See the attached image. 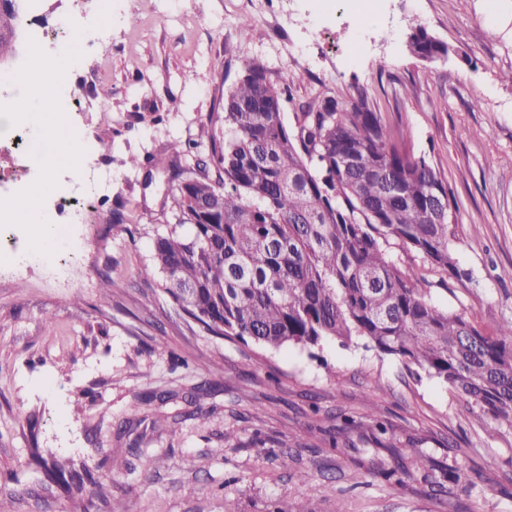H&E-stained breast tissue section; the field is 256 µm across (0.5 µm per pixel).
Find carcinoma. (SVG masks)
<instances>
[{"label": "carcinoma", "mask_w": 512, "mask_h": 512, "mask_svg": "<svg viewBox=\"0 0 512 512\" xmlns=\"http://www.w3.org/2000/svg\"><path fill=\"white\" fill-rule=\"evenodd\" d=\"M19 0H0V60L12 47ZM411 56L444 61L451 46L427 29ZM287 85L257 59L211 112L210 153L176 174L175 229L154 240L152 265L173 304L209 333L278 350L356 341L448 384L480 415L512 427V322L493 329L437 306L430 283L387 258L394 240L436 271L464 275L453 248L457 210L440 169L399 145L365 93L324 96L283 120ZM187 226L190 234L179 229ZM429 459L386 470L407 487ZM71 487L112 483L90 468Z\"/></svg>", "instance_id": "cac0c4a2"}]
</instances>
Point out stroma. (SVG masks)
<instances>
[{"label": "stroma", "instance_id": "obj_1", "mask_svg": "<svg viewBox=\"0 0 512 512\" xmlns=\"http://www.w3.org/2000/svg\"><path fill=\"white\" fill-rule=\"evenodd\" d=\"M107 16L106 46L62 71L97 102L71 113V129L86 159L111 172L112 194L88 222L55 217L84 242L60 255L64 277L17 261L34 249L29 238L0 249V512H108L46 481L36 451L111 474L123 512H288L302 498L315 512H512V428L480 419L424 370L361 345L272 351L214 336L173 305L160 277L139 275L175 222L172 170L154 157L175 140L192 148L178 167L207 154L200 124L254 57L288 85V122L319 97L366 91L406 149L448 180L466 275L444 282L417 253L394 243L387 253L427 274L437 305L489 327L512 321V84L502 79L512 0H385L380 14L336 6L322 16L308 0H39L25 20L82 29ZM417 26L452 47L448 60L409 54ZM105 274L117 285L106 304ZM213 381L220 391L195 409V387ZM149 393L168 399L124 429ZM159 418L165 428L151 429ZM416 450L434 467L410 488L372 469Z\"/></svg>", "mask_w": 512, "mask_h": 512}]
</instances>
